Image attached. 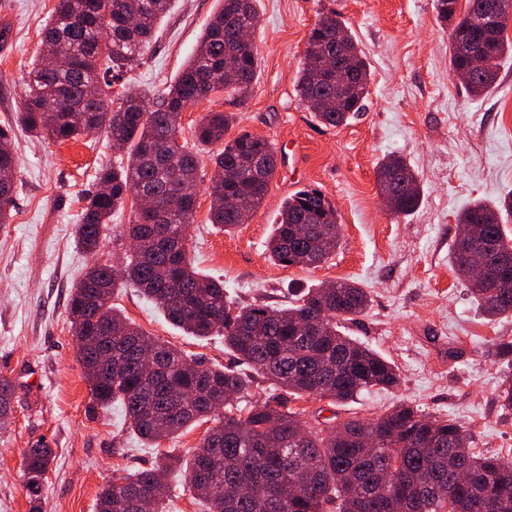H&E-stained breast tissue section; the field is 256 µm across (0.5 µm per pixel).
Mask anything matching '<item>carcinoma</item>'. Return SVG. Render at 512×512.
<instances>
[{"mask_svg":"<svg viewBox=\"0 0 512 512\" xmlns=\"http://www.w3.org/2000/svg\"><path fill=\"white\" fill-rule=\"evenodd\" d=\"M256 0H223L197 48L168 92L152 99L126 92L118 100L86 96L89 85L107 87L137 64L156 34V23L170 0H57L53 22L40 41L42 61L30 71L20 121L30 132L66 141L105 132L127 155L126 163L102 167L97 188L86 198L76 242L85 252L99 251L112 214L128 193L148 194L157 208L136 212L128 236L137 245L127 253L120 274L107 263L88 268L72 289L68 313L78 343V358L92 402L117 404L138 437L156 448L174 434L212 418L197 451L185 461L161 452L151 467L118 476L98 494L99 512H142L141 503L169 476L180 478L205 512H512V458L476 453L466 445L463 427L453 418L432 417L401 404L371 418L342 421V430L306 426L288 407L289 398L314 396L341 405L373 388L392 389L398 373L375 350L346 333L345 323L363 315L365 289L353 282L308 288L286 304L241 305L224 293V281L201 274L190 260L187 228L196 209L198 147L222 144L210 157L209 221L224 229L248 222L263 202L278 164L271 143L248 132L225 135L233 115L207 112L194 128L195 144L179 142L181 115L224 89L244 102L255 81L259 50L241 42L238 30L254 25ZM464 17L452 28L451 69L470 66L480 50L490 60L471 71L473 95L496 84L498 66L512 55L506 31L497 24H475L492 0H465ZM339 53L353 75L331 80L303 62L297 94L319 121L346 124L361 111L369 93L370 70L342 17L322 14L306 48ZM105 60V67L98 62ZM12 136L0 128V224L9 223L15 188ZM379 192L390 198L395 217L415 212L421 188L409 163L389 155L377 163ZM247 199L249 208L227 207L224 200ZM512 214V194L495 203L473 201L458 215L475 236L455 239L452 264L469 283L470 294L489 318L512 314V281L495 272L488 243L512 253V237L501 223ZM340 222L336 207L315 188H303L283 202L268 241L270 261L281 266L316 267L336 252ZM486 264L483 281L469 270ZM131 284L169 321L190 336L221 335L246 368L275 386L278 394L248 400L249 380L230 369L191 361L181 350L140 329L112 303L115 289ZM148 350L161 367L146 374L141 354ZM15 384L0 377V430L9 420ZM54 450L36 444L24 455L30 512H41L40 491Z\"/></svg>","mask_w":512,"mask_h":512,"instance_id":"1","label":"carcinoma"}]
</instances>
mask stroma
<instances>
[{"instance_id":"stroma-1","label":"stroma","mask_w":512,"mask_h":512,"mask_svg":"<svg viewBox=\"0 0 512 512\" xmlns=\"http://www.w3.org/2000/svg\"><path fill=\"white\" fill-rule=\"evenodd\" d=\"M56 0H0V127L17 158L11 219L0 224V375L16 386L11 424L0 431V512H29L23 457L45 442L55 458L43 482L41 512H97L96 498L115 470L150 467L154 449L130 431L119 406L91 409L68 317L72 288L93 262L113 263L128 248L123 233L132 202L116 210L96 255L74 241L99 167L123 154L101 133L68 141L33 138L20 124L40 30ZM220 0H172L156 37L112 93L165 91L194 53ZM254 39L260 62L249 98L224 91L188 108L181 136L193 140L208 112L236 118L234 132L267 139L280 158L262 204L231 230L209 223L207 188L216 146L202 147L188 252L196 269L224 282L240 303H283L324 283L356 281L370 294L350 336L391 362L400 385L332 405L304 396L293 411L337 420L381 415L397 401L461 423L473 451L512 456V411L497 398L512 359L496 345L512 339V316L488 319L452 268L456 216L470 202L512 192V59L495 86L472 95L450 66L449 27L434 0H258ZM336 11L360 42L370 67L362 112L346 125L318 122L300 101L296 77L320 13ZM403 156L422 187L418 209L393 218L375 182L384 156ZM322 191L341 224L339 245L315 268L276 266L266 245L284 200L299 189ZM117 308L150 335L210 366L237 368L220 336L199 338L172 325L132 286L116 289Z\"/></svg>"}]
</instances>
